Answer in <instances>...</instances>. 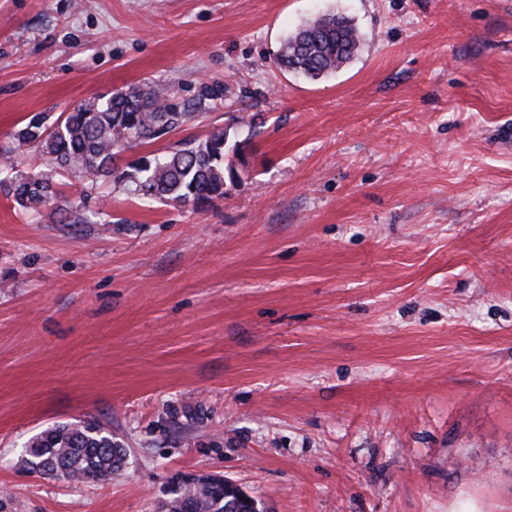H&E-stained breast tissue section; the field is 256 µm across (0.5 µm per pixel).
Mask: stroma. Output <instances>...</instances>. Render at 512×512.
<instances>
[{
  "label": "stroma",
  "mask_w": 512,
  "mask_h": 512,
  "mask_svg": "<svg viewBox=\"0 0 512 512\" xmlns=\"http://www.w3.org/2000/svg\"><path fill=\"white\" fill-rule=\"evenodd\" d=\"M335 12L336 74L280 71ZM222 105L223 201L102 184L107 224L0 196V512H157L178 473L265 512H512V0H0V146L31 115L149 83ZM93 420L129 456L76 483L20 463ZM363 38L349 19L324 14L287 35L274 60L280 70L318 80L344 68L357 54ZM58 214L59 219L54 217ZM53 215V218L56 219V222H59L60 224H101L98 222L100 219L98 216L99 213L82 212L79 206H71L67 209L57 207Z\"/></svg>",
  "instance_id": "1"
}]
</instances>
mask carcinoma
<instances>
[{
	"instance_id": "carcinoma-1",
	"label": "carcinoma",
	"mask_w": 512,
	"mask_h": 512,
	"mask_svg": "<svg viewBox=\"0 0 512 512\" xmlns=\"http://www.w3.org/2000/svg\"><path fill=\"white\" fill-rule=\"evenodd\" d=\"M363 34L349 19L324 14L305 22L281 42L274 60L279 69L318 80L344 68L357 54ZM222 82H202L196 104L223 100ZM195 117L175 100L148 85L115 89L76 104L56 119L37 113L10 135L0 149V192L34 216L60 197L66 176L89 184L113 182L159 203L205 208L224 199V157L239 154L242 144L230 142L225 130L205 140H184L123 165L126 150L150 143ZM32 154L40 170L20 174L17 160ZM59 212L61 224H96L99 216L77 206ZM127 450L112 433L95 422L58 425L33 435L22 465L40 475L62 476L73 482H107L120 475ZM224 482L219 478L184 485L168 497V512H224Z\"/></svg>"
}]
</instances>
